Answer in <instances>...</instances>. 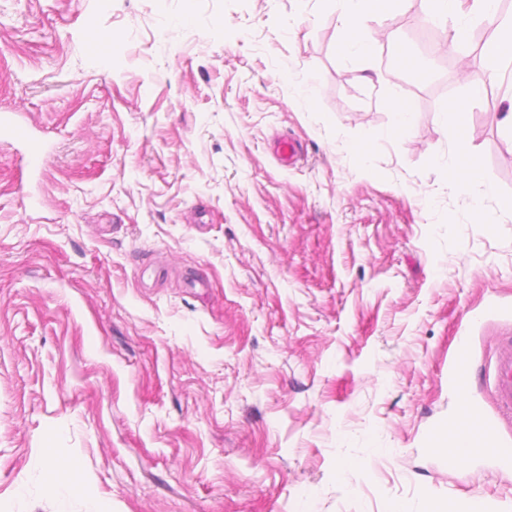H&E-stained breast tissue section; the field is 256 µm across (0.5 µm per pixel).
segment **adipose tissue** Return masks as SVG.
Returning a JSON list of instances; mask_svg holds the SVG:
<instances>
[{
    "label": "adipose tissue",
    "mask_w": 512,
    "mask_h": 512,
    "mask_svg": "<svg viewBox=\"0 0 512 512\" xmlns=\"http://www.w3.org/2000/svg\"><path fill=\"white\" fill-rule=\"evenodd\" d=\"M399 0H335L342 32L338 51L342 56L370 54L378 44L376 34L365 29L366 17L392 11ZM499 0H471V13L497 27V36L483 50L488 71L512 57V21L499 18Z\"/></svg>",
    "instance_id": "1"
}]
</instances>
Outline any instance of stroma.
I'll use <instances>...</instances> for the list:
<instances>
[{"mask_svg": "<svg viewBox=\"0 0 512 512\" xmlns=\"http://www.w3.org/2000/svg\"><path fill=\"white\" fill-rule=\"evenodd\" d=\"M427 11L347 59L325 0H0V110L47 142L36 176L0 135V512H512V469L434 446L466 402L512 446V63L420 78ZM453 145L456 164L452 185L458 191H466L474 184L483 183L481 164L469 151L463 136L453 132ZM490 387L499 415L512 420V336L510 337V334L499 348L492 368ZM467 349L460 346L458 349L457 364L448 377V385L459 393H465L468 388L469 379L466 369Z\"/></svg>", "mask_w": 512, "mask_h": 512, "instance_id": "obj_1", "label": "stroma"}]
</instances>
